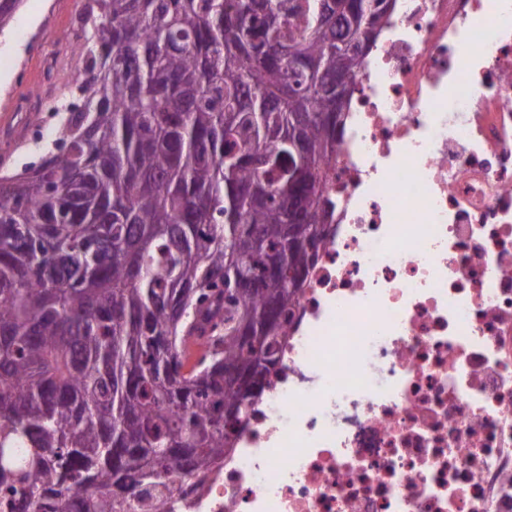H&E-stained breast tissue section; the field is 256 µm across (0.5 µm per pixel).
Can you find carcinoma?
Instances as JSON below:
<instances>
[{
	"label": "carcinoma",
	"mask_w": 512,
	"mask_h": 512,
	"mask_svg": "<svg viewBox=\"0 0 512 512\" xmlns=\"http://www.w3.org/2000/svg\"><path fill=\"white\" fill-rule=\"evenodd\" d=\"M87 2L72 85L89 111L0 175V488L17 512H146L221 467L331 234L336 65L355 78L368 55L351 19L371 0ZM22 3L0 0V35ZM247 313L272 318L255 342Z\"/></svg>",
	"instance_id": "carcinoma-1"
}]
</instances>
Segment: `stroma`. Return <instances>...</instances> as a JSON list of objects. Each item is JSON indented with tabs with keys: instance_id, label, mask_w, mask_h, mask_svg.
I'll use <instances>...</instances> for the list:
<instances>
[{
	"instance_id": "obj_1",
	"label": "stroma",
	"mask_w": 512,
	"mask_h": 512,
	"mask_svg": "<svg viewBox=\"0 0 512 512\" xmlns=\"http://www.w3.org/2000/svg\"><path fill=\"white\" fill-rule=\"evenodd\" d=\"M80 0H24L11 29L0 37V161L21 170L37 162L59 124L55 106L71 101L70 73L88 54L85 40L70 39L79 25ZM27 111H15L18 99Z\"/></svg>"
}]
</instances>
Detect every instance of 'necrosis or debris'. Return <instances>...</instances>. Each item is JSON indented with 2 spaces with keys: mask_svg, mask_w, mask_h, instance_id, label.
<instances>
[{
  "mask_svg": "<svg viewBox=\"0 0 512 512\" xmlns=\"http://www.w3.org/2000/svg\"><path fill=\"white\" fill-rule=\"evenodd\" d=\"M272 385L157 512H512V0H398Z\"/></svg>",
  "mask_w": 512,
  "mask_h": 512,
  "instance_id": "necrosis-or-debris-1",
  "label": "necrosis or debris"
}]
</instances>
